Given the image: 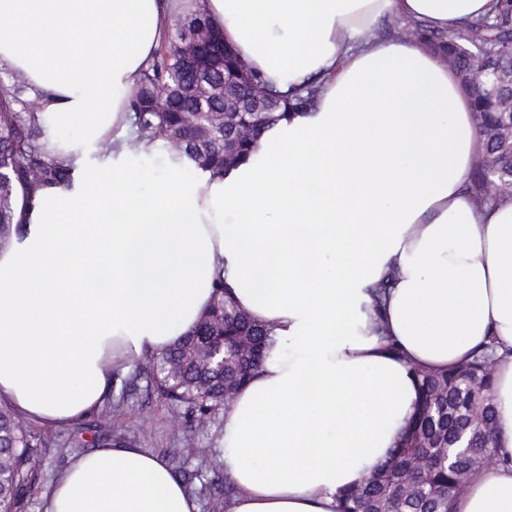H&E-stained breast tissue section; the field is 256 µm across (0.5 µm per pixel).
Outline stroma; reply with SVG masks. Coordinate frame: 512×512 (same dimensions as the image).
<instances>
[{"label": "stroma", "mask_w": 512, "mask_h": 512, "mask_svg": "<svg viewBox=\"0 0 512 512\" xmlns=\"http://www.w3.org/2000/svg\"><path fill=\"white\" fill-rule=\"evenodd\" d=\"M36 481L22 512H44L43 494L71 457L104 443L121 441L166 461L172 470L194 471L188 490L199 512H224L226 472L221 440L224 413L201 419L171 404L152 386L138 366L118 372L112 397L97 412L62 429L30 425Z\"/></svg>", "instance_id": "35a3bbf8"}]
</instances>
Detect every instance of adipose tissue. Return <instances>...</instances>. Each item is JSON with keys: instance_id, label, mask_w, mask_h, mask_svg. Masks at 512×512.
<instances>
[{"instance_id": "ef3b65f1", "label": "adipose tissue", "mask_w": 512, "mask_h": 512, "mask_svg": "<svg viewBox=\"0 0 512 512\" xmlns=\"http://www.w3.org/2000/svg\"><path fill=\"white\" fill-rule=\"evenodd\" d=\"M184 2L0 0V67L42 93L44 140L75 175L0 245V405L53 429L98 410L220 278L273 341L224 411V512H336L399 445L416 370L490 345L496 463L449 512H512V195L470 189L483 144L447 55L374 34L390 15L445 32L496 0H199L274 90L321 88L200 177L164 142L131 146L125 107ZM44 512L199 510L165 462L115 443L72 458Z\"/></svg>"}]
</instances>
